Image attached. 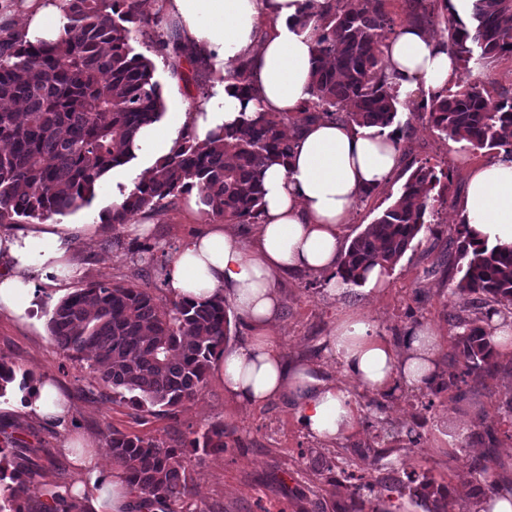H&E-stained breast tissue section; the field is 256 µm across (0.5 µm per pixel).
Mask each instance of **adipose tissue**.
Here are the masks:
<instances>
[{
    "label": "adipose tissue",
    "instance_id": "1",
    "mask_svg": "<svg viewBox=\"0 0 512 512\" xmlns=\"http://www.w3.org/2000/svg\"><path fill=\"white\" fill-rule=\"evenodd\" d=\"M305 0H157L197 58L214 71V95L202 110L175 104L161 123L139 131L135 153L157 164L168 157L185 128L199 141L222 134L241 115H293L311 97L314 46L320 34ZM20 30L25 39L57 41L61 15L48 0H27ZM386 72L401 96L436 92L454 84L459 69L446 41L426 26L408 24L382 44ZM401 160L391 129L333 119L304 125L292 136L285 163L263 177L264 209L256 224L258 246L248 250L228 224H213L180 246L167 268L166 286L177 298L196 301L219 295L246 322L248 340L224 348L212 364L224 392L242 406L286 400L310 437L337 441L359 427L352 393L361 388L393 394L400 385L423 386L438 374L441 336L433 325L411 328L400 341L384 336L366 314L340 319L326 336L327 353L339 363L332 380L308 362L286 363L277 336L281 301L278 280L298 271L324 276L329 291L346 290L338 274L343 230L356 204L387 183ZM459 219L472 243L512 248V159H498L467 172ZM74 227L32 224L0 236V315L27 323L36 309L37 282L75 277ZM22 416L68 425L70 405L45 378L17 398ZM89 439L64 440L76 480L70 496L87 512H125L134 492L125 471L104 466Z\"/></svg>",
    "mask_w": 512,
    "mask_h": 512
}]
</instances>
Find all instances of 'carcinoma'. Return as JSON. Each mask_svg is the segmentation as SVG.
<instances>
[{
    "instance_id": "cac0c4a2",
    "label": "carcinoma",
    "mask_w": 512,
    "mask_h": 512,
    "mask_svg": "<svg viewBox=\"0 0 512 512\" xmlns=\"http://www.w3.org/2000/svg\"><path fill=\"white\" fill-rule=\"evenodd\" d=\"M387 0H324L319 6L320 35L313 91L292 116L261 112L224 128V135L199 143L187 130L165 162L148 179L135 183L127 198L105 211L117 228L138 214L160 212L198 187L205 212L224 222H257L262 211V178L267 165L286 158L290 122L298 128L321 118L358 126L395 127L398 87L389 81L381 53L385 30L393 27ZM417 18L438 16L448 30V46L465 78L418 105L438 135L469 148L499 150L512 156V97L490 99L469 77L500 55H512V0H472L474 28L460 29L448 15V0H407ZM64 36L56 43L32 42L9 34L0 38V101L19 104L23 113L0 109V226L47 220L91 203L95 184L106 172L136 155L139 130L161 119L165 106L155 64L131 44L129 23L160 26V17L140 11L139 0H63ZM159 46L172 52L173 71L187 62L199 67L178 34L156 32ZM447 173L419 167L374 222L356 236L340 260L347 284L361 285L379 266L389 271L428 224L431 193ZM461 277L456 291L474 296L472 305L449 315L456 330L457 369L443 370L429 387L446 390L484 384L502 370L491 332L493 306L512 307V250L472 246L466 225H458ZM49 330L70 359L94 355L88 369L112 395L137 409L179 422V413L205 389L219 350L230 334L224 300L217 295L194 303L174 299L162 311L156 298L133 281H90L53 308ZM34 379L16 375L14 363L0 354V398L26 389ZM224 424L214 423L187 443L172 446L157 438L114 430L107 440L112 462L134 487L138 507L176 512L190 493L192 478L185 448L220 453L228 448ZM390 449L350 445V456L336 453L327 470L349 490L348 512H365L371 497L417 499L426 512H451L448 486L417 471H399ZM0 448V512H23L33 474L6 472ZM368 468L359 469L357 461ZM482 491L494 494L499 478L485 459L474 464Z\"/></svg>"
}]
</instances>
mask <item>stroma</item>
<instances>
[{
    "label": "stroma",
    "instance_id": "obj_1",
    "mask_svg": "<svg viewBox=\"0 0 512 512\" xmlns=\"http://www.w3.org/2000/svg\"><path fill=\"white\" fill-rule=\"evenodd\" d=\"M132 44L136 51L153 60L164 99L178 100L191 110L202 102L205 93L212 91L213 74L207 67H199L189 84L173 73L172 61L156 44L152 30L133 31ZM415 107V100H408L396 118L404 132L399 144L402 161L398 172L382 189L358 202L344 238L352 240L371 224L420 165L448 172L450 177L441 199L433 203L434 229L421 231L417 245L389 271L385 287L374 294L354 288L340 296L331 294L325 278L313 273L283 278L279 284L278 331L288 361L311 362L322 366L332 378H339L336 359L319 351L321 341L342 315L361 311L392 338L404 336L410 328L433 324L443 338L438 364L442 369L450 368L455 332L448 324V316L471 302L470 295L454 290L459 278L455 268L459 203L468 168L495 160L498 153L460 150L458 143L441 139ZM136 221L153 224L149 241L158 246V253L144 258L133 254L130 246L135 236L121 227L106 232L111 247H100L95 241L78 243L75 261L83 275L72 281V288L100 278L125 282L137 269L144 268L150 275L143 278V286L151 289L160 307H168L173 295L152 274L154 266L165 260L161 246L184 243L204 232L213 219L203 210L192 209L181 197L161 212L138 215ZM37 289L34 322L20 324L0 316V353L10 356L19 371H33L57 384L70 401L72 422L62 430L53 424L24 420L11 411V397L0 399V422L7 426L6 434H0V447L7 437L23 439L39 465L30 496L24 501V512H39L52 490L71 483V463L61 451L67 436H89L101 449L115 430L175 444L212 423L232 430L234 441L222 453L189 452L193 495L188 503L193 512H313L315 502L322 498L347 502L345 488L331 483L329 473H313L303 458L312 450H339V442L326 444L309 437L283 401L243 407L225 395L223 384L214 374L209 375L202 395L187 404L175 422L140 412L128 401L113 399L111 390L93 379L86 362L65 358L50 334L52 310L66 289L47 283L38 284ZM422 394L419 387H400L394 399L387 402L384 413L378 415L365 408L372 392H356L355 399L364 411L354 438L364 443L383 442L391 448V459L399 469H414L453 485V512H472L479 491L470 480V465L483 457L485 443L472 433L462 441L448 443L447 425L456 419L474 421L483 410L496 414L499 403L512 397V376L498 375L461 397L452 391L441 393L428 411L421 407ZM420 415L424 416L425 425L419 445H412L401 436L390 437V429L410 425Z\"/></svg>",
    "mask_w": 512,
    "mask_h": 512
}]
</instances>
